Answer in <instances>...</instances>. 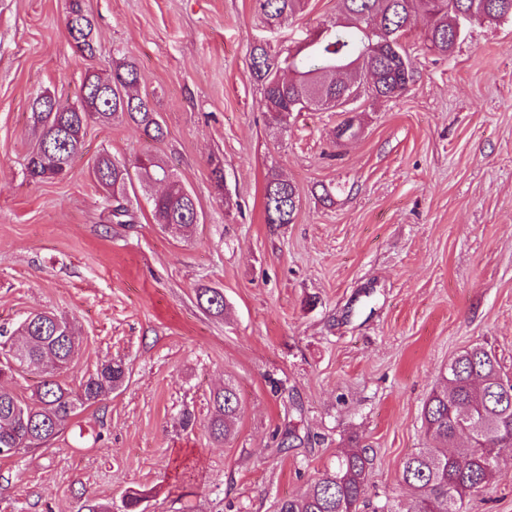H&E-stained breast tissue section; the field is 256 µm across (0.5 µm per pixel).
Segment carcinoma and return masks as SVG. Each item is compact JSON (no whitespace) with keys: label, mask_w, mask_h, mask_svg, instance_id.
I'll use <instances>...</instances> for the list:
<instances>
[{"label":"carcinoma","mask_w":512,"mask_h":512,"mask_svg":"<svg viewBox=\"0 0 512 512\" xmlns=\"http://www.w3.org/2000/svg\"><path fill=\"white\" fill-rule=\"evenodd\" d=\"M306 0H259L263 22L271 29L301 12ZM426 23L424 42L441 55L452 53L460 20L497 22L512 18V0H338L336 22L323 39L308 41L287 55L272 56L253 49V76L262 86L261 108L271 123L281 125L288 113L324 108L350 111V97L391 100L408 87L413 61L403 39L412 17ZM138 71L122 55L114 59L112 76L86 71L81 104L54 108L49 94L36 96L31 119L38 140L26 158L33 180L65 176L77 157L92 122L108 124L127 119L147 134L163 136L158 113L133 93ZM143 187L165 184L152 197L155 223L190 233L194 227V197L182 194V182L171 167L144 154L127 164L106 151L99 154L93 175L106 192L103 210L112 224H132L129 206L130 171ZM297 209L295 186L278 175L264 188L268 224H290ZM200 304L214 314L224 313V293L198 289ZM76 345L71 323L52 311L32 313L18 326L12 343L0 341V456L36 449L54 440L76 411L118 389L126 378L120 362L101 365L83 378L77 389L56 381L68 368ZM19 369L38 374L41 381L30 401L4 387ZM241 410L234 387L226 385L211 397L207 428L220 442L234 433ZM427 447L402 462V481L414 490L411 506L398 504L388 512H464L499 466V449L512 442V383L496 356L481 345L472 346L449 364L443 381L422 409ZM367 451L347 449L299 495L276 502L275 512H359L365 495ZM142 492L128 491L124 512H145Z\"/></svg>","instance_id":"obj_1"}]
</instances>
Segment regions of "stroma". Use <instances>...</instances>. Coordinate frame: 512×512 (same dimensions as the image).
<instances>
[{"instance_id": "obj_1", "label": "stroma", "mask_w": 512, "mask_h": 512, "mask_svg": "<svg viewBox=\"0 0 512 512\" xmlns=\"http://www.w3.org/2000/svg\"><path fill=\"white\" fill-rule=\"evenodd\" d=\"M84 6L92 58L68 41V0H0V332L56 312L78 329L61 383L109 360L127 377L48 447L0 458V512H79L91 498L122 512L129 490L147 494V512H274L351 446L371 460L362 512L410 502L401 464L426 443L422 408L451 359L481 345L512 376V20L462 22L448 56L415 20L403 94L276 126L251 51L286 55L335 19L337 0H308L274 30L257 0ZM117 49L164 139L92 123L65 178L30 179L34 98L79 104L85 72L110 74ZM349 117L357 136L336 141ZM103 151L167 162L199 224L163 229L141 188L135 223H107L92 175ZM274 174L296 188L293 223L265 221ZM205 286L223 291V315L199 305ZM227 384L241 413L217 442L210 398ZM292 419L303 442L277 452ZM466 512H512V448Z\"/></svg>"}]
</instances>
